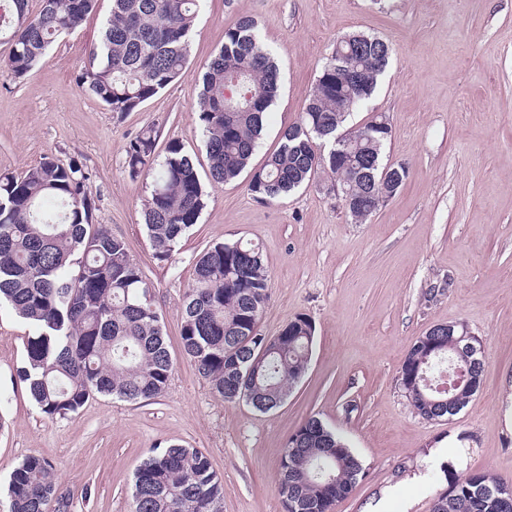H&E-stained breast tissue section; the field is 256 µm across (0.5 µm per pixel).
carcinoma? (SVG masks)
I'll use <instances>...</instances> for the list:
<instances>
[{
  "mask_svg": "<svg viewBox=\"0 0 512 512\" xmlns=\"http://www.w3.org/2000/svg\"><path fill=\"white\" fill-rule=\"evenodd\" d=\"M97 0H42L36 15L27 0L0 3V41L10 45L3 68L25 77L50 46L75 30ZM202 0H112L101 40L79 82L114 112H131L179 80L188 61L190 33ZM390 58L385 41L364 34L339 39L322 66L299 121L283 129L279 148L255 170L249 190L262 202L284 197L318 174L339 177L364 200L349 215L362 223L382 205L384 188L399 191L408 177L402 164L383 161L391 137L386 117L347 133V158L336 154V135L368 100ZM363 72L356 87L336 83V71ZM195 114L205 136L209 179L237 178L258 147L277 101L278 66L250 17L225 32L224 46L203 74ZM240 111L224 115L226 92ZM156 135L146 129L125 147L131 178L153 177L143 202L144 226L156 254L169 256L205 208L192 158L173 140L159 168L152 167ZM91 177L77 160L46 156L19 176L0 174V301L34 328L26 342L22 379L49 419L77 413L94 395L127 402L165 392L173 361L151 285L124 239L93 228ZM268 301V271L259 247L217 243L195 265L185 292L181 340L217 395L244 398L261 411L278 407L308 367L313 341L308 318L299 316L274 337L258 333ZM268 343L254 361L246 339ZM440 363L469 370L471 383L441 392L429 383ZM486 377L482 354L462 349L438 327L419 337L405 356L398 381L416 413L429 420L457 415ZM363 467L354 451L317 418L292 433L278 482L285 512H332L347 498ZM506 483L484 472L466 473L433 504V512H512L498 489ZM9 512H65L53 466L30 455L12 471ZM131 512H223V488L197 448H155L135 473Z\"/></svg>",
  "mask_w": 512,
  "mask_h": 512,
  "instance_id": "carcinoma-1",
  "label": "carcinoma"
}]
</instances>
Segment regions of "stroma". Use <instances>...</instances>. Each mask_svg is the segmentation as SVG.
Wrapping results in <instances>:
<instances>
[{
  "label": "stroma",
  "instance_id": "obj_1",
  "mask_svg": "<svg viewBox=\"0 0 512 512\" xmlns=\"http://www.w3.org/2000/svg\"><path fill=\"white\" fill-rule=\"evenodd\" d=\"M110 9V0H98L26 77L0 71V173L46 156L82 162L95 223L125 239L152 286L174 370L157 398L98 395L77 413L48 419L19 375L33 329L0 304V512L9 510L12 470L33 454L54 466L69 512H130L136 469L150 449L171 445L206 454L224 484V512H285L281 457L312 417L364 469L334 512H432L437 496L469 472L512 483V0H205L182 77L124 113L78 80ZM243 16L257 22L282 80L251 168L298 121L337 40L361 32L389 44L385 74L346 127L386 115L385 156L409 176L365 223L351 221L323 175L269 203L249 191V171L208 182L193 105L206 63ZM148 127L157 133L156 161L180 141L207 181L197 224L162 259L144 229L150 181L131 178L124 165L126 142ZM237 240L261 247L269 274L260 333L277 335L299 316L315 325L306 373L270 411L216 395L182 350L195 263L212 244ZM446 323L482 338L486 379L460 413L426 420L398 372L418 337ZM433 463L446 466L434 480Z\"/></svg>",
  "mask_w": 512,
  "mask_h": 512
}]
</instances>
